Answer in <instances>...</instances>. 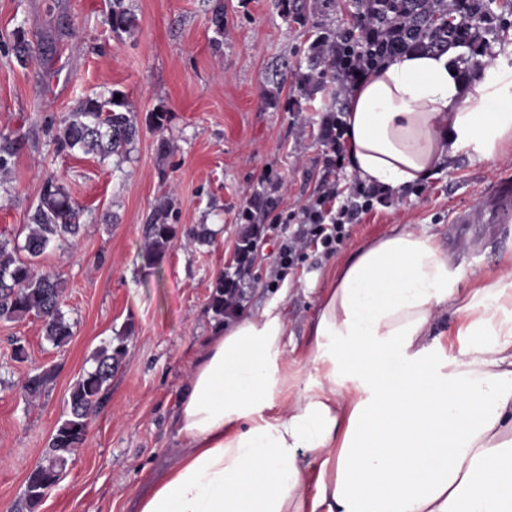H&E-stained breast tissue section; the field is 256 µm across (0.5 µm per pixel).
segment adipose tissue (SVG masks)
<instances>
[{"instance_id":"1","label":"adipose tissue","mask_w":512,"mask_h":512,"mask_svg":"<svg viewBox=\"0 0 512 512\" xmlns=\"http://www.w3.org/2000/svg\"><path fill=\"white\" fill-rule=\"evenodd\" d=\"M457 69L411 52L354 87L361 181L399 193L450 158L512 148V62L497 54L469 83ZM467 277L397 224L331 269L306 376L288 361L285 294L218 329L181 396L180 446L135 512H512V258L465 294ZM450 310L457 356L432 333Z\"/></svg>"}]
</instances>
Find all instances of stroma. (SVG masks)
<instances>
[{"instance_id": "35a3bbf8", "label": "stroma", "mask_w": 512, "mask_h": 512, "mask_svg": "<svg viewBox=\"0 0 512 512\" xmlns=\"http://www.w3.org/2000/svg\"><path fill=\"white\" fill-rule=\"evenodd\" d=\"M224 6V31L211 22ZM138 27L115 34L110 0H0V132L23 137L8 183L0 190V234L23 242L45 176L56 175L85 209L69 252L50 248L41 269L61 271L63 310L73 335L49 343L36 316L0 321V512H131L150 478L164 472L178 444L175 418L183 387L218 325L209 308L220 272L236 268L245 230L238 213L252 199L269 214L238 311L254 313L290 280L288 359L304 368L317 299L334 261L362 242L407 224L436 235L452 265H464L475 288L512 256V223L495 219L498 185L512 181V151L478 163L450 161L423 187L398 194L400 208L373 210L333 254L309 249L294 267L275 261L295 228L287 222L314 190L326 148L323 114L343 106L338 83L322 75L313 42L351 28L356 0H130ZM23 30L41 53L20 64L6 47ZM118 92L136 112L141 133L127 159L81 151L56 153L42 126L85 96ZM163 111L162 130L149 122ZM172 150L159 155L160 140ZM168 196L178 235L157 262L144 255L143 231L157 200ZM208 225L210 243L187 235ZM133 332L91 419L82 449L37 508L26 481L65 418L74 381L92 352L125 326ZM27 357H14L16 342ZM54 368L49 389L29 401L26 375Z\"/></svg>"}]
</instances>
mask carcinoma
<instances>
[{"label":"carcinoma","mask_w":512,"mask_h":512,"mask_svg":"<svg viewBox=\"0 0 512 512\" xmlns=\"http://www.w3.org/2000/svg\"><path fill=\"white\" fill-rule=\"evenodd\" d=\"M470 26L460 28L454 16L441 3L427 4L424 0H387L385 8L369 20L378 24L397 23L402 34L418 35L419 43L450 51L459 49L458 41L472 43L471 32L482 30L486 20V0H465ZM108 22L115 33H129L137 27L138 18L126 6V0H112ZM22 63L33 58L34 49L22 31L8 47ZM46 133L56 152L79 150L105 160L124 157L139 136L137 113L125 98L84 97L70 112L56 119H44ZM21 148V139L0 132V173L6 174ZM84 209L78 206L63 185L53 175L41 184L37 205L29 217L24 245L0 238V320L16 321L35 315L43 322V335L54 346L65 345L72 337V326L62 311L65 280L60 273L45 272L37 258L49 247L67 252L81 232ZM168 201L161 198L151 220L144 226V249L150 259H159L169 250L177 234V225L167 223ZM26 256H20V253ZM239 271L225 272L216 280L210 309L217 318L224 317V302L235 296ZM131 326L117 333L116 342L97 348L92 356L93 368L72 384L66 399V417L52 435L44 458L33 468L27 484L37 492H26L31 508H36L47 490L55 486L73 455L84 443L87 430L101 394L126 354L125 338ZM50 370L28 374L22 382L24 394L39 397L52 380Z\"/></svg>","instance_id":"1"}]
</instances>
